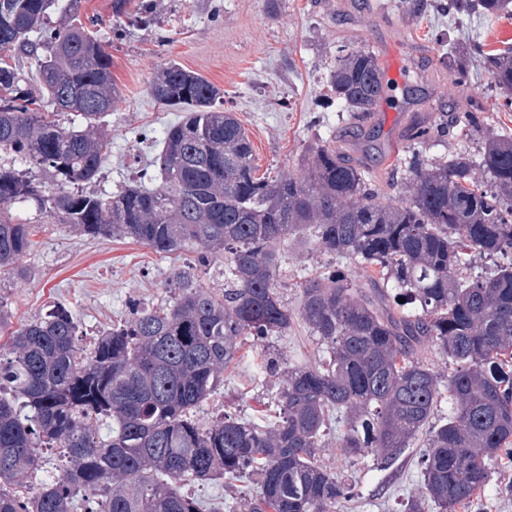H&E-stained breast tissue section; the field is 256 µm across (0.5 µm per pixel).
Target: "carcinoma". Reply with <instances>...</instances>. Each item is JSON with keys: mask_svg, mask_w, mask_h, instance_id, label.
Segmentation results:
<instances>
[{"mask_svg": "<svg viewBox=\"0 0 512 512\" xmlns=\"http://www.w3.org/2000/svg\"><path fill=\"white\" fill-rule=\"evenodd\" d=\"M81 0H0V56L34 59L28 76L0 65V273L26 274L33 225L14 222L24 203L93 239L120 237L161 256L195 254L170 281L171 300L129 305L125 321L76 345L71 312L55 305L0 344V512H336L354 495L317 459L331 422L339 447L375 448L388 461L425 435L423 494L440 512L485 491L494 466L512 459V133L485 139L478 155L414 158L403 199L383 201L370 167L342 145H316L309 172L256 176L253 148L224 93L169 61L149 94L182 113L167 126L155 183L110 196L84 191L111 152L103 118L121 100L112 55L83 24L50 26V11L79 14ZM454 16L512 19V0H447ZM117 27L160 23L155 0H112ZM495 83L512 89V47L475 45ZM336 101L367 123L383 68L365 48L342 52L330 74ZM49 103L81 124L39 111ZM418 126L412 139L453 134ZM481 169L482 183L471 173ZM312 230L321 251L378 268L366 286L327 270L299 284V314L328 353L320 365L289 367L270 340L296 314L276 281L278 245ZM489 259V273H468ZM224 267V293L198 271ZM266 347L265 371L281 379L278 415L261 425L194 410L224 384L246 340ZM427 346L448 375L421 361ZM448 383V415L431 424ZM112 421L103 437L102 419ZM59 448L62 474L26 497L18 487L42 470L40 450ZM250 479L258 494L211 503L188 484Z\"/></svg>", "mask_w": 512, "mask_h": 512, "instance_id": "obj_1", "label": "carcinoma"}]
</instances>
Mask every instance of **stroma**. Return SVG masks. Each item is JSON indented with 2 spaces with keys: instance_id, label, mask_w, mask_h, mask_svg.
<instances>
[{
  "instance_id": "obj_1",
  "label": "stroma",
  "mask_w": 512,
  "mask_h": 512,
  "mask_svg": "<svg viewBox=\"0 0 512 512\" xmlns=\"http://www.w3.org/2000/svg\"><path fill=\"white\" fill-rule=\"evenodd\" d=\"M157 27L114 29L110 0H82V17H97V35L112 55V76L123 98L104 118L112 149L99 179L90 189L109 196L150 169L161 148L160 134L179 120L178 112L156 103L148 85L166 62L196 72L224 92L253 146L258 173L306 175L307 159L319 143L343 144L365 158L373 183L383 196L405 194L404 160L413 141V123L450 122L467 104L488 105L481 127L435 137L420 149L438 161L463 150H476L489 133H512V111H492L504 93L474 53L512 46V21L480 14L460 21L418 0H157ZM367 48L378 58L393 55L403 64L405 84L416 87L405 97L402 87L389 91L359 138L348 137V113L327 103V76L340 48ZM456 59L467 80L458 83L448 69ZM13 217L34 223L35 242L25 255L26 276H0V304L12 326H19L63 304L79 326V346L93 345L99 332L126 317L129 303L160 304L184 258L163 257L124 238L93 240L55 224L20 204ZM284 260L279 283L289 309L300 306L298 285L306 277L335 265L353 283L365 284L369 273L352 261L331 259L314 237L287 240L279 246ZM288 364H321L326 354L302 321L274 343ZM261 350L245 346L242 359L224 373V384L199 411L212 420L224 413L252 414L264 407L275 416L279 381L258 368ZM341 423H332L321 464L355 483L356 498L340 502L336 512H400L402 503L421 496V441H413L392 460L368 448L358 457L343 455ZM467 512H512V461L496 466L484 494Z\"/></svg>"
}]
</instances>
